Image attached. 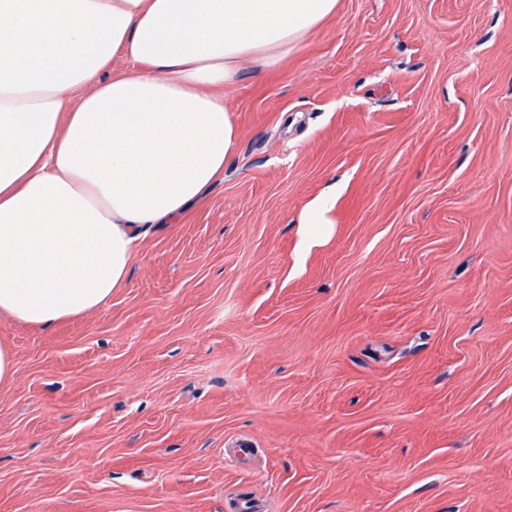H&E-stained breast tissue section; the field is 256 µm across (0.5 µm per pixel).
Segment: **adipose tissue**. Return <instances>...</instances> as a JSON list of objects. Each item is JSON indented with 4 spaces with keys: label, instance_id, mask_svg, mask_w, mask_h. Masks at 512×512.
I'll return each instance as SVG.
<instances>
[{
    "label": "adipose tissue",
    "instance_id": "obj_1",
    "mask_svg": "<svg viewBox=\"0 0 512 512\" xmlns=\"http://www.w3.org/2000/svg\"><path fill=\"white\" fill-rule=\"evenodd\" d=\"M338 2L0 0V313L48 327L108 303L142 230L222 175L238 132L217 88ZM336 195L304 208L298 256L332 236Z\"/></svg>",
    "mask_w": 512,
    "mask_h": 512
}]
</instances>
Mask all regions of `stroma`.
<instances>
[{
  "instance_id": "stroma-1",
  "label": "stroma",
  "mask_w": 512,
  "mask_h": 512,
  "mask_svg": "<svg viewBox=\"0 0 512 512\" xmlns=\"http://www.w3.org/2000/svg\"><path fill=\"white\" fill-rule=\"evenodd\" d=\"M223 95V175L108 304L0 315V512H512V0H339ZM333 185L325 193L308 202L300 216V232L296 246L299 257L308 255L314 248L326 243L333 235L334 226L328 221V214L336 204L338 192ZM17 365L11 346L8 343H0V386H6L16 378Z\"/></svg>"
}]
</instances>
